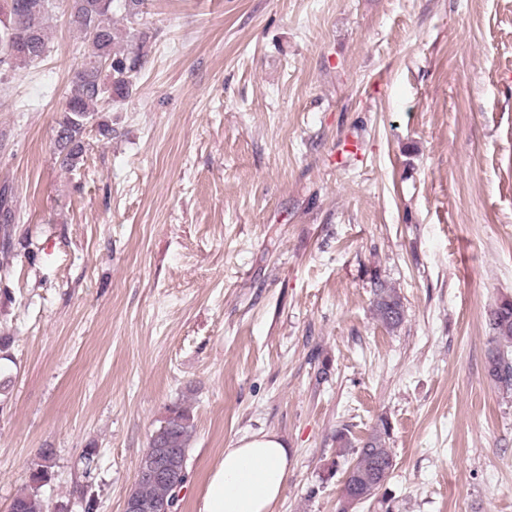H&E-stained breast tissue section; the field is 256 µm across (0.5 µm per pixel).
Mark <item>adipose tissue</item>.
Returning a JSON list of instances; mask_svg holds the SVG:
<instances>
[{"label":"adipose tissue","mask_w":512,"mask_h":512,"mask_svg":"<svg viewBox=\"0 0 512 512\" xmlns=\"http://www.w3.org/2000/svg\"><path fill=\"white\" fill-rule=\"evenodd\" d=\"M290 470L288 445L280 435L244 434L213 469L199 512H274Z\"/></svg>","instance_id":"1"}]
</instances>
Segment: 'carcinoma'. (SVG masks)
Masks as SVG:
<instances>
[{"label": "carcinoma", "instance_id": "cac0c4a2", "mask_svg": "<svg viewBox=\"0 0 512 512\" xmlns=\"http://www.w3.org/2000/svg\"><path fill=\"white\" fill-rule=\"evenodd\" d=\"M72 24L82 35L83 63L74 71L73 92L56 121L55 145L66 168L76 167L83 159V135L87 124L108 101L129 96L145 61L148 32L135 27L145 0H124V9L133 26L119 29L112 25V0H68ZM53 8L51 0H10L9 19L0 27V64H29L40 61L48 51L45 20ZM373 307L378 320L389 329L398 328L405 315L396 289L376 277L373 280ZM491 347L486 357L487 376L502 389L512 391V297L505 296L486 317ZM195 432L191 409L174 403L152 432L148 446L174 448L178 457H189ZM390 427L387 421L360 443L353 445L347 430L336 431L340 456L354 454L343 472L339 512H351L383 488L393 469V451L387 445ZM51 478V468L36 464L32 473L34 487L18 493L11 503L12 512H48L39 493L41 482ZM133 495L148 504L174 498L173 483L139 480Z\"/></svg>", "mask_w": 512, "mask_h": 512}]
</instances>
